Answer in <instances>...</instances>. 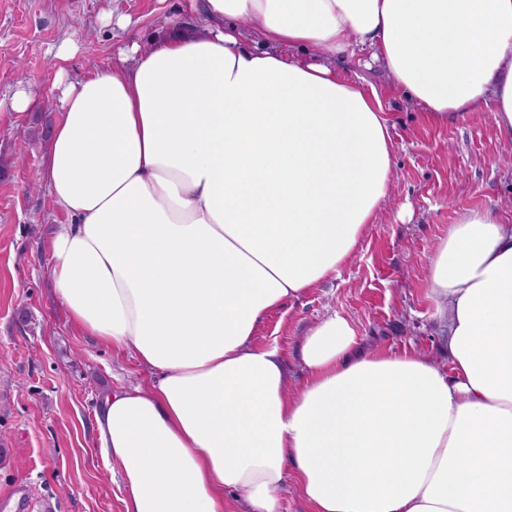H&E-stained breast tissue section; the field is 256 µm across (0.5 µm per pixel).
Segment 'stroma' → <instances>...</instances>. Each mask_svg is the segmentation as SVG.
<instances>
[{"instance_id":"obj_1","label":"stroma","mask_w":512,"mask_h":512,"mask_svg":"<svg viewBox=\"0 0 512 512\" xmlns=\"http://www.w3.org/2000/svg\"><path fill=\"white\" fill-rule=\"evenodd\" d=\"M200 0H0V512L25 503L54 512H124L117 464L95 446L94 418L111 389L144 385L152 372L77 332L54 298L46 269L50 236L67 218L48 188L32 191L60 111L49 89L59 68L71 80L111 67L117 48L149 46L171 29L189 34ZM78 49L68 61L56 50ZM393 124L395 181L353 262L264 330L287 362L291 387L306 373L299 349L323 317L346 316L365 346L414 350L447 367L427 265L456 211L497 204L512 222V141L490 116L441 125L380 69H361ZM42 89L25 112L6 107L18 84Z\"/></svg>"}]
</instances>
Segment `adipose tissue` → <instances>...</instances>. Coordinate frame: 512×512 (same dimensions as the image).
I'll return each instance as SVG.
<instances>
[{"label":"adipose tissue","instance_id":"adipose-tissue-1","mask_svg":"<svg viewBox=\"0 0 512 512\" xmlns=\"http://www.w3.org/2000/svg\"><path fill=\"white\" fill-rule=\"evenodd\" d=\"M198 33L119 49L75 82L42 159L68 222L48 277L148 386L95 413L125 512H512V224L459 211L430 259L447 368L364 350L334 313L288 388L270 315L336 278L394 177L370 51L446 123L512 141V0H203ZM259 44L249 45L246 31ZM308 506L301 498L294 480L290 479L284 486L281 501L280 512H308Z\"/></svg>","mask_w":512,"mask_h":512}]
</instances>
